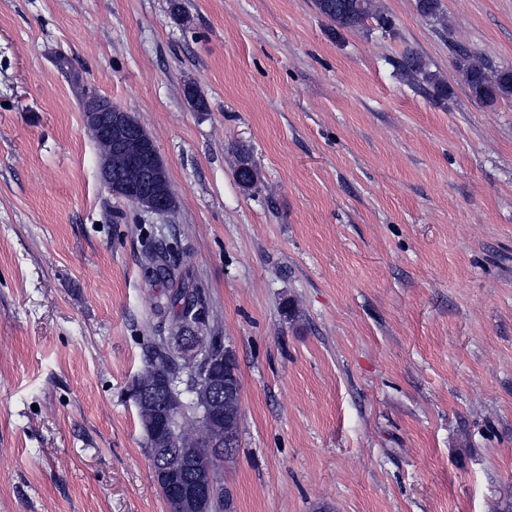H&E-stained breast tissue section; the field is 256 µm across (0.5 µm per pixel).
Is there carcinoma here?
Instances as JSON below:
<instances>
[{
  "label": "carcinoma",
  "mask_w": 512,
  "mask_h": 512,
  "mask_svg": "<svg viewBox=\"0 0 512 512\" xmlns=\"http://www.w3.org/2000/svg\"><path fill=\"white\" fill-rule=\"evenodd\" d=\"M320 14L328 18L336 28L358 32L372 22L387 32L393 26L392 19L385 14L374 0H314ZM418 13L434 19L440 15L441 0H416ZM461 58L459 69L465 84L472 95L485 103L512 97V69L504 68L488 72L486 65L469 60L464 50H459ZM400 76L410 84H425L432 90V96L439 102L448 99V84L437 74L429 71L422 57L405 54L398 65ZM114 184L112 194L129 199L128 190L143 182L140 170L128 168L122 164L114 165ZM234 176L238 184L246 189L257 183V168L250 153L244 149L237 153V168ZM152 194L166 201L167 208L175 206V195L169 179L157 182ZM145 268H155L160 264L173 267L163 276L162 283L176 280V264L171 260V252L166 244H149L142 256ZM168 329H185L188 341L194 335L188 327L194 326L205 334L204 350L218 351L224 346V337L220 336L217 326L210 323L207 316L206 298L202 289L182 284L169 295L167 310ZM201 365L196 360L185 359L180 355L174 336H151L147 340L144 354V368L135 378L132 391L138 395L144 391L156 395V400L138 408V417L145 431V448H171L188 457L189 466L175 478L163 476L156 479L164 497L174 489L173 482L183 483L192 479L196 470L211 461L206 448L215 441L224 439V419L212 409L214 393L211 388L199 383ZM189 414L199 416L206 432L201 440L186 429L183 419Z\"/></svg>",
  "instance_id": "1"
}]
</instances>
